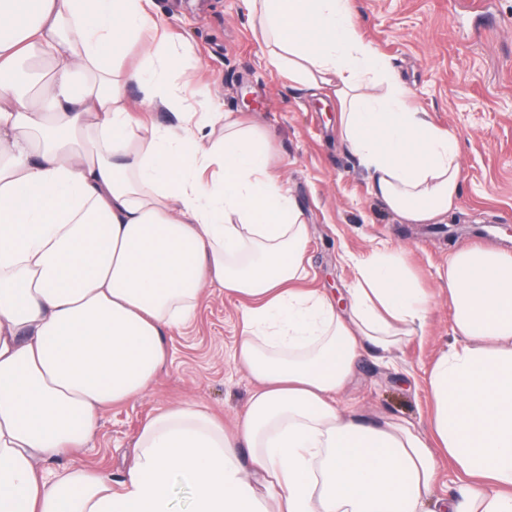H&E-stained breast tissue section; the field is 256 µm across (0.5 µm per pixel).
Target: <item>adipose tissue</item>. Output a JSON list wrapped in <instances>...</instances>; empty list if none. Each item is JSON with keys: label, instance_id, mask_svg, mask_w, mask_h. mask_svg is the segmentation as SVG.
I'll return each instance as SVG.
<instances>
[{"label": "adipose tissue", "instance_id": "ef3b65f1", "mask_svg": "<svg viewBox=\"0 0 512 512\" xmlns=\"http://www.w3.org/2000/svg\"><path fill=\"white\" fill-rule=\"evenodd\" d=\"M244 4L270 65L335 97L336 136L386 208L433 224L455 207L458 141L406 107L352 0ZM154 6L0 0V512H175L179 476L188 512H512V254L463 250L441 274L457 342L431 362L427 429L344 412L358 359L423 335L432 297L388 251L357 264L346 309L307 287L310 229L264 134L169 92ZM210 288L247 301L234 360L255 388L234 427L174 403L120 478L46 468L150 385ZM444 457L459 476L436 499Z\"/></svg>", "mask_w": 512, "mask_h": 512}]
</instances>
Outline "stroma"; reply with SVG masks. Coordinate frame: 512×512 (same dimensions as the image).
Masks as SVG:
<instances>
[{
	"mask_svg": "<svg viewBox=\"0 0 512 512\" xmlns=\"http://www.w3.org/2000/svg\"><path fill=\"white\" fill-rule=\"evenodd\" d=\"M155 3L177 55L170 86L192 79L187 102L197 111L232 112L266 133L274 170L311 229L309 287L345 292L356 263L385 248L432 293L424 336L390 362L362 358L341 394L365 418L426 428V371L456 341L439 272L460 249L512 253V238L473 232L512 225V0H480L470 9L450 0H354L361 36L391 59L410 108L428 113L459 142L463 182L451 216L467 229L452 237L428 224L401 223L370 194L364 169L336 140L334 99L313 97L269 65L242 0ZM241 310L237 297L208 290L194 321L168 337L167 364L150 387L106 409L86 447L49 468L76 463L119 476L143 422L173 403L201 404L227 421L243 414L254 384L233 362Z\"/></svg>",
	"mask_w": 512,
	"mask_h": 512,
	"instance_id": "35a3bbf8",
	"label": "stroma"
}]
</instances>
